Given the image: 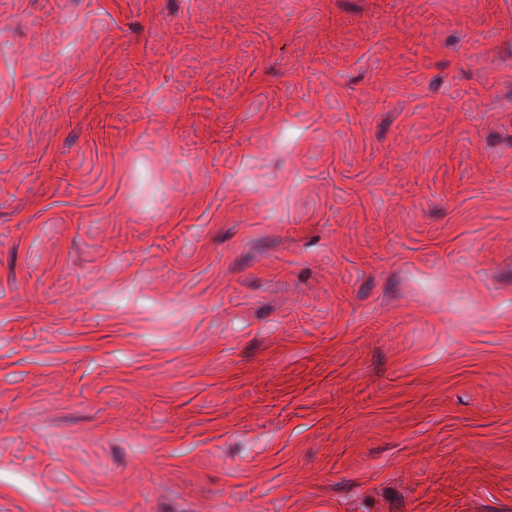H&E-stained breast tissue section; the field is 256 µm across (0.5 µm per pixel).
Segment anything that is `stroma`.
Here are the masks:
<instances>
[{"label": "stroma", "instance_id": "35a3bbf8", "mask_svg": "<svg viewBox=\"0 0 512 512\" xmlns=\"http://www.w3.org/2000/svg\"><path fill=\"white\" fill-rule=\"evenodd\" d=\"M0 512H512V0H0Z\"/></svg>", "mask_w": 512, "mask_h": 512}]
</instances>
